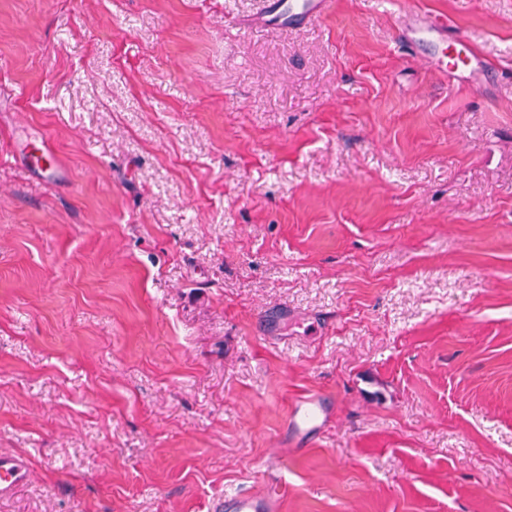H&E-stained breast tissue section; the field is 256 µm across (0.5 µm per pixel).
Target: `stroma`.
<instances>
[{
  "instance_id": "35a3bbf8",
  "label": "stroma",
  "mask_w": 512,
  "mask_h": 512,
  "mask_svg": "<svg viewBox=\"0 0 512 512\" xmlns=\"http://www.w3.org/2000/svg\"><path fill=\"white\" fill-rule=\"evenodd\" d=\"M263 11L0 0V454L29 463L0 512H211L275 474L278 512H512V0ZM410 13L487 78L400 45ZM333 0H269L260 24L301 25L330 14ZM448 26L436 17L415 15L403 27L401 36L406 42H426L441 47L434 53L432 62L437 68L453 74L458 82H468L475 74L485 70L484 62L468 49L467 36L459 34L452 43L453 55L448 54V41L445 34ZM458 46L461 48L458 49ZM40 145L41 146L35 145L33 148H31L26 154L25 158L28 164L32 168L40 171L41 174L49 170V175L55 176L56 166L51 162H48L50 161V157L55 158V156L43 141L40 142ZM330 406L318 392H309L296 398L285 422V446L294 450L310 443L328 422Z\"/></svg>"
}]
</instances>
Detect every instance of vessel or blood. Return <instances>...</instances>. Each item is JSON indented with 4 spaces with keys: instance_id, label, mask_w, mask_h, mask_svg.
Returning <instances> with one entry per match:
<instances>
[{
    "instance_id": "1",
    "label": "vessel or blood",
    "mask_w": 512,
    "mask_h": 512,
    "mask_svg": "<svg viewBox=\"0 0 512 512\" xmlns=\"http://www.w3.org/2000/svg\"><path fill=\"white\" fill-rule=\"evenodd\" d=\"M333 0H268L261 17L265 26L274 24L301 25L330 14ZM448 27L435 17L416 15L403 27L401 36L406 42H426L436 45L432 61L434 65L453 74L458 81L465 82L475 74L484 71L483 61L469 49V40L458 35L454 43L455 52L444 48ZM330 406L317 392H310L296 398L285 422L284 440L292 449H300L310 443L320 429L328 422ZM26 458L12 455L0 456V496L13 493L24 483L28 473ZM282 484H273L270 491L256 495L237 491L225 495L215 512H276L282 494Z\"/></svg>"
}]
</instances>
